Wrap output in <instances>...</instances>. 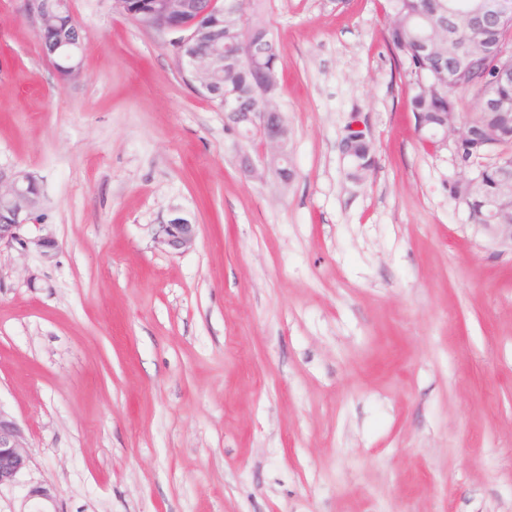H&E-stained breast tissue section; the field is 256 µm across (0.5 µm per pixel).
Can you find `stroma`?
<instances>
[{"label":"stroma","instance_id":"1","mask_svg":"<svg viewBox=\"0 0 512 512\" xmlns=\"http://www.w3.org/2000/svg\"><path fill=\"white\" fill-rule=\"evenodd\" d=\"M384 0H265L290 186L182 71L172 36L71 0L61 82L0 0V166L39 179L0 249V410L28 512H512V249L449 195L387 50ZM360 119L377 165L340 143ZM198 226L174 251L172 210ZM58 9H63L71 16L74 23V28L68 36H63L56 42L46 45L40 39V50L42 55L54 68H56V61L60 57L69 60L70 79L75 78L80 71L81 67V42L79 41L80 28L76 24L75 18L70 10L69 2L65 0L57 1ZM25 433L19 423L0 410V490L20 483L30 469L31 457Z\"/></svg>","mask_w":512,"mask_h":512}]
</instances>
